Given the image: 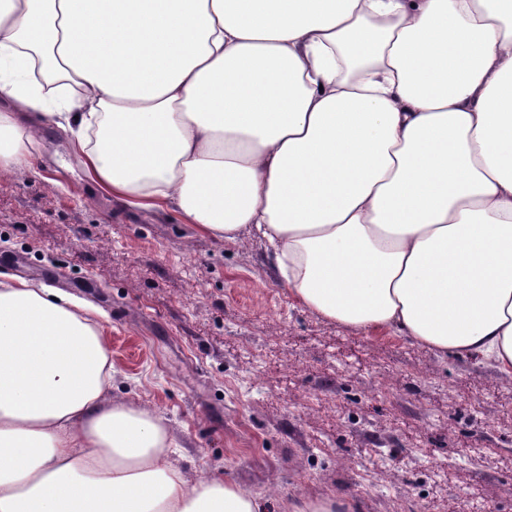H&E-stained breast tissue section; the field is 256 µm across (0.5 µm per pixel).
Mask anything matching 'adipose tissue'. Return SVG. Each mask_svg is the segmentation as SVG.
<instances>
[{"instance_id":"adipose-tissue-1","label":"adipose tissue","mask_w":512,"mask_h":512,"mask_svg":"<svg viewBox=\"0 0 512 512\" xmlns=\"http://www.w3.org/2000/svg\"><path fill=\"white\" fill-rule=\"evenodd\" d=\"M44 128L320 316L512 375V0H0V169ZM111 387L89 308L0 282V512H265Z\"/></svg>"}]
</instances>
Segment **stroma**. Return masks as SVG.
Masks as SVG:
<instances>
[{"instance_id": "1", "label": "stroma", "mask_w": 512, "mask_h": 512, "mask_svg": "<svg viewBox=\"0 0 512 512\" xmlns=\"http://www.w3.org/2000/svg\"><path fill=\"white\" fill-rule=\"evenodd\" d=\"M0 280L98 311L113 399L165 420L188 477L231 478L266 512L325 495L512 512V375L310 311L262 241L112 201L52 129L24 175L0 171Z\"/></svg>"}]
</instances>
